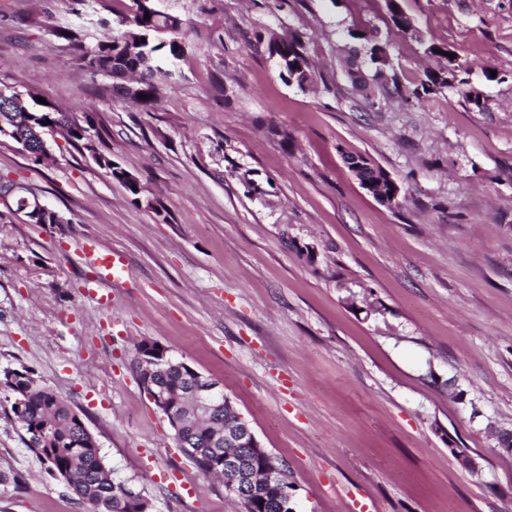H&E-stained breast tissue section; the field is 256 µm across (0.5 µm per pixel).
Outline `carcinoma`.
<instances>
[{
  "mask_svg": "<svg viewBox=\"0 0 512 512\" xmlns=\"http://www.w3.org/2000/svg\"><path fill=\"white\" fill-rule=\"evenodd\" d=\"M150 18H145V15ZM102 36L91 41L73 31L71 38L77 41L81 68L90 77L120 79L126 76L125 69L138 70V79L130 82L131 100L144 110L153 108L161 96L168 80L174 75L171 68L161 71L157 62L174 56L182 57L183 21L166 12H155L152 4L143 5L132 0L129 14L114 27L110 20H99ZM278 57L281 76L301 83L310 72L308 59L303 52L299 36L293 34L278 49H271ZM469 71L448 60V68L427 74L421 90L414 91L419 98L441 86L469 85ZM22 92L15 87L0 83V122L11 128L10 113L26 109L37 116L39 131H53L59 127L63 138L70 144H78L88 136L99 135L91 115L83 113L85 123L70 122L58 109L37 101L27 107L8 109V105L20 98ZM14 144L15 148L32 150L37 141L31 133L18 130L10 136L0 138ZM170 395L182 406L191 409L194 402L190 393L191 377L178 368H170L159 378ZM23 412L15 414L20 427L28 437L26 446L48 463L49 471L65 479L83 505L85 512H154V503L136 487L124 488L116 483L110 470L100 457L93 434L81 416L50 388L41 385L34 376L25 380ZM233 419L229 409L220 408L194 422L178 437V447L199 452L195 464L203 476H224V456L233 454L252 466L258 486L263 495L253 499L239 497L244 512H292L291 490L285 464L269 452L256 448H243L224 438V427Z\"/></svg>",
  "mask_w": 512,
  "mask_h": 512,
  "instance_id": "obj_1",
  "label": "carcinoma"
}]
</instances>
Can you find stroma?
<instances>
[{"instance_id":"35a3bbf8","label":"stroma","mask_w":512,"mask_h":512,"mask_svg":"<svg viewBox=\"0 0 512 512\" xmlns=\"http://www.w3.org/2000/svg\"><path fill=\"white\" fill-rule=\"evenodd\" d=\"M132 0H0V81L92 111L97 150L132 195L61 136L56 165L0 143V185L59 224L0 221V373L26 368L95 436L115 478L157 512H243L204 478L131 369L147 339L220 381L288 466L293 512H512V0H160L186 52L153 110L91 84L65 32L94 37ZM386 45L356 90L345 61ZM299 35L312 83L283 80L272 36ZM448 47L452 85L414 98ZM400 187L375 201L343 157ZM125 255L87 293L84 239ZM0 386V512H83L28 449ZM480 465L466 470L454 454Z\"/></svg>"}]
</instances>
